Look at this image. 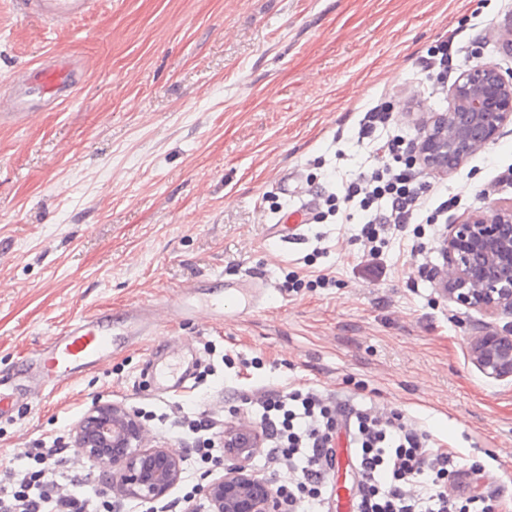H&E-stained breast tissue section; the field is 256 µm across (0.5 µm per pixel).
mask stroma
Listing matches in <instances>:
<instances>
[{
  "label": "stroma",
  "mask_w": 512,
  "mask_h": 512,
  "mask_svg": "<svg viewBox=\"0 0 512 512\" xmlns=\"http://www.w3.org/2000/svg\"><path fill=\"white\" fill-rule=\"evenodd\" d=\"M511 27L512 0H99L55 27L0 0V93L4 76L60 49L86 72L68 103L0 125V391L79 314L148 305L155 318L106 364L1 412L0 464L26 469L41 442L69 448L95 402L115 403L152 412L148 444L185 457L168 498L198 505L224 469L187 460L165 425L172 411L248 425L242 396L313 388L401 411L457 452L467 489L512 512V379L470 358L472 337L512 316L451 302L435 279L449 225L512 204V125L433 176L451 207L391 231L379 273L365 268L356 221L269 235L317 191L343 195L383 165L358 139L377 101L393 110L386 135L412 146L426 113L449 111L450 81L421 68L431 45L456 29L464 67L512 69ZM218 275L261 283L254 307L171 314L189 283ZM155 361L189 372L184 387L156 392ZM475 463L484 477H471Z\"/></svg>",
  "instance_id": "stroma-1"
}]
</instances>
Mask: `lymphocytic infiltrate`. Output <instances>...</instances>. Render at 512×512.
Listing matches in <instances>:
<instances>
[{
  "label": "lymphocytic infiltrate",
  "mask_w": 512,
  "mask_h": 512,
  "mask_svg": "<svg viewBox=\"0 0 512 512\" xmlns=\"http://www.w3.org/2000/svg\"><path fill=\"white\" fill-rule=\"evenodd\" d=\"M401 145L397 137L380 142L383 167L351 182L343 197L326 199L329 213L344 206L364 212L360 233L373 253L386 246L390 228L414 223L428 208L441 213L448 207L431 204L429 187L402 158ZM256 405L265 457L281 467L276 490L288 512H325L333 442L342 432L355 455L357 512H495L492 498L467 496L456 486V453L433 447L400 413L335 404L311 389L269 391ZM28 457L32 466L25 472H0V512H112L108 497L81 496L78 479L66 487L56 482L68 465L58 448H33Z\"/></svg>",
  "instance_id": "1"
}]
</instances>
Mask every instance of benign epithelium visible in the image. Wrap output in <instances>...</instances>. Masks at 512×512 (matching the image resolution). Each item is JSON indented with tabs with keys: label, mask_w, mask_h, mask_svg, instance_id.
I'll list each match as a JSON object with an SVG mask.
<instances>
[{
	"label": "benign epithelium",
	"mask_w": 512,
	"mask_h": 512,
	"mask_svg": "<svg viewBox=\"0 0 512 512\" xmlns=\"http://www.w3.org/2000/svg\"><path fill=\"white\" fill-rule=\"evenodd\" d=\"M450 112L426 119L415 162L436 175L460 167L472 154L497 141L512 124V70L495 65L468 68L452 85ZM475 210L450 225L441 245V292L448 300L490 314L512 316V205ZM473 364L488 378L512 377V325L473 338ZM77 453L112 467V493L153 503L181 480L183 457L146 444L138 413L114 403H95L76 423ZM264 439L256 429H224V474L200 489L211 512H284L282 498L250 470Z\"/></svg>",
	"instance_id": "obj_1"
}]
</instances>
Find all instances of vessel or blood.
Returning a JSON list of instances; mask_svg holds the SVG:
<instances>
[{"label": "vessel or blood", "mask_w": 512, "mask_h": 512, "mask_svg": "<svg viewBox=\"0 0 512 512\" xmlns=\"http://www.w3.org/2000/svg\"><path fill=\"white\" fill-rule=\"evenodd\" d=\"M14 9L55 25L94 10L97 0H11ZM83 80V72L72 56L57 52L49 61L13 71L9 90L0 95V123L20 124L33 113L49 111L69 101ZM308 206L288 211L280 223L271 225V236L279 240L300 236L308 221ZM209 301L215 313H223L225 299H233L242 309L254 301L252 285L224 288L221 278L191 283L171 305L174 314L189 319L196 313L192 297ZM152 318L149 308L137 306L122 312L120 319L98 312L82 314L54 333L47 344L19 371L22 391L35 399L59 383L107 362L132 339L147 335Z\"/></svg>", "instance_id": "b4317fda"}]
</instances>
